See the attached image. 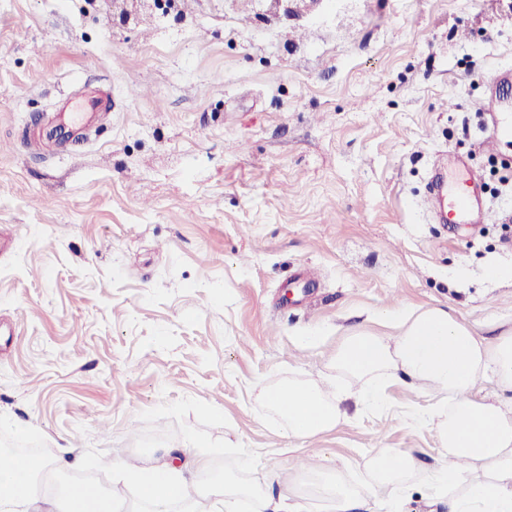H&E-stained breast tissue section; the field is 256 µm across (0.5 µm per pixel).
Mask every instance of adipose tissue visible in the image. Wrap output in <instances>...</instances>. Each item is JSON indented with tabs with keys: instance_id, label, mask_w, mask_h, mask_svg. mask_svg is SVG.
I'll list each match as a JSON object with an SVG mask.
<instances>
[{
	"instance_id": "ef3b65f1",
	"label": "adipose tissue",
	"mask_w": 512,
	"mask_h": 512,
	"mask_svg": "<svg viewBox=\"0 0 512 512\" xmlns=\"http://www.w3.org/2000/svg\"><path fill=\"white\" fill-rule=\"evenodd\" d=\"M385 321L392 335L360 331L348 336L336 352L337 369L357 381L358 399L370 406L383 404V387L390 381H407L449 399L448 408L428 418L446 458L432 477L434 488L458 486L449 498L450 512H512V408L475 397L490 375L501 389L512 391V329L489 343L440 307H398L386 312ZM263 395L294 437L314 436L345 416L342 391L330 402L318 386L291 382L265 389ZM413 465L408 452L374 449L358 492L368 498L381 487L401 491ZM186 468V474L177 475L164 464L135 477L150 512H172L175 504L188 503L203 491L214 497L220 512H307L300 501L272 502L259 486L206 481L202 459L188 461ZM25 506L34 512H111L112 500L93 486L77 497L0 493V512H21Z\"/></svg>"
}]
</instances>
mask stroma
Here are the masks:
<instances>
[{"instance_id": "35a3bbf8", "label": "stroma", "mask_w": 512, "mask_h": 512, "mask_svg": "<svg viewBox=\"0 0 512 512\" xmlns=\"http://www.w3.org/2000/svg\"><path fill=\"white\" fill-rule=\"evenodd\" d=\"M512 69V0H0V448L75 469L146 512L113 467L161 465L193 438L210 481L356 485L373 449L409 452L402 512H448L421 390L290 438L260 396L326 400L351 380L345 336L441 307L491 340L512 328V136L484 142L476 103ZM107 97L87 139L47 134L70 93ZM466 159L492 223L440 224L435 166ZM315 331L317 343L301 346ZM251 470L239 467L241 455Z\"/></svg>"}]
</instances>
